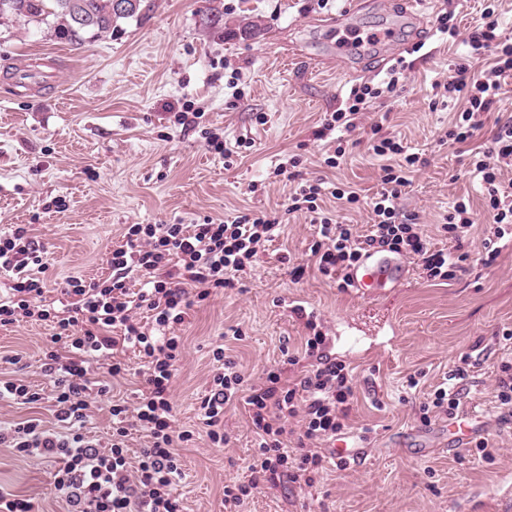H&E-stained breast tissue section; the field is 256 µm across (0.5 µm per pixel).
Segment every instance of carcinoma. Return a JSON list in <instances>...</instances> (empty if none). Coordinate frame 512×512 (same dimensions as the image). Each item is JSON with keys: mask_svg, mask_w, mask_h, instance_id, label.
<instances>
[{"mask_svg": "<svg viewBox=\"0 0 512 512\" xmlns=\"http://www.w3.org/2000/svg\"><path fill=\"white\" fill-rule=\"evenodd\" d=\"M138 10L137 4L120 10L116 0H0V24H45L56 39L80 44L114 33L120 20Z\"/></svg>", "mask_w": 512, "mask_h": 512, "instance_id": "1", "label": "carcinoma"}]
</instances>
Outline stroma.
<instances>
[{
    "label": "stroma",
    "instance_id": "obj_1",
    "mask_svg": "<svg viewBox=\"0 0 512 512\" xmlns=\"http://www.w3.org/2000/svg\"><path fill=\"white\" fill-rule=\"evenodd\" d=\"M397 2L368 0L355 14L353 33L363 38L390 26L399 18ZM486 2L424 0L400 46L379 42L342 59L335 32L322 22L349 0H141L118 34L80 44L57 40L43 25H2L0 233L38 225L53 289L71 277L106 275L107 255L125 225L219 222L245 209H283L291 185L274 169L290 154L300 155L308 176L325 174L373 195L381 161L367 144L347 146L340 167L327 170L326 143L315 133L352 85L384 77L402 58L409 77L381 107L388 115L383 130L401 135L427 164L413 173L400 207L419 216L435 248H448L439 226L453 203L469 199L478 212L482 200L462 156L441 141L451 114L433 108L431 83L466 54ZM446 11L456 13L459 26L450 43L431 32L435 16ZM18 63L36 67L31 86H16L8 74ZM235 74L239 100L228 86ZM187 102L203 112L205 125L223 130L227 143L252 139L242 159L225 166L197 133L173 124L172 113ZM259 114L264 124H257ZM314 234L309 218L291 216L242 287L194 308L177 329L186 357L175 380L176 417L180 429L196 433L179 450L183 512H225L224 486L247 478L255 446L240 405L224 413L232 436L224 447H213L198 430L213 347L223 345L246 379L256 380L307 334L288 310L293 297L319 314L331 354L353 369L354 405L342 437L367 454L356 465L328 466L310 487L264 484L240 512H501L512 486V421L502 418L494 379L500 361L512 358V340L500 341L462 384L460 411L483 417L493 458L472 447L420 448L415 435L425 427L420 402L448 379L472 342L512 330V244L492 269L457 280L430 282L410 269L388 294L391 324L381 329L362 316L378 298L338 291L315 271L291 281L286 259L304 257ZM356 329L367 333L368 356H354L337 341ZM52 334L48 322L31 319L0 327V379L23 378L51 391L42 363ZM13 355L18 364H9ZM420 370L427 376L408 394L406 381ZM58 466L0 446V486L29 498L34 512H68L53 488Z\"/></svg>",
    "mask_w": 512,
    "mask_h": 512
}]
</instances>
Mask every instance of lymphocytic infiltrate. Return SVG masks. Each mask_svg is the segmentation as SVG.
Listing matches in <instances>:
<instances>
[{"mask_svg":"<svg viewBox=\"0 0 512 512\" xmlns=\"http://www.w3.org/2000/svg\"><path fill=\"white\" fill-rule=\"evenodd\" d=\"M467 44L466 57L432 85L442 105L463 104L448 128L454 145L469 143L483 128L485 114L500 100L503 79L512 76V37L502 33L494 5L485 6ZM405 79L403 68L391 67L377 82L352 86L336 109L325 113L322 129L336 135L326 151V167L340 165L346 152L343 135L359 129L362 114L394 97ZM381 130L379 123H371L369 147L387 163L382 167L381 188L367 203L371 223L362 235L320 205L326 195L354 205L359 194L328 186L320 178L300 179L294 156L275 169L296 183L284 213L248 211L218 223L126 225L121 243L106 260L109 275L98 280L71 278L57 300L45 296L48 264L32 225L18 224L0 235V272L11 275L7 292L0 295V326L23 318L51 323L54 348L46 354L42 370L54 380L58 423L50 429L40 419L28 418L0 426V445L24 457L60 460L54 489L71 512H181L177 490L184 471L176 446L191 441L194 434L176 426L172 397L184 343L172 330L185 322L196 304L237 286L259 253L279 236L285 214H308L318 226L310 263L289 269L296 282L313 265L339 291H348L349 271L368 249L410 257L429 281L468 273L469 255L457 253L456 248L474 224L469 204L457 202L442 226L452 249H432L416 216L401 214L397 205L411 185V173L423 160ZM511 164L509 118L497 121L490 140L469 155L489 214L484 251L477 259L485 268L495 265L500 255L497 240L512 235V180L502 178L503 168ZM295 314L308 331L303 354L288 355L284 364L264 369L257 383L246 384L235 362L225 358L223 346L212 350L214 375L198 407L206 436L217 447L230 441L224 410L238 402L258 437L248 481L224 486L227 512H235L265 482L311 485L327 461L323 442L335 439L347 426L354 403L351 370L324 353L326 338L317 313L299 308ZM129 352L135 364H128ZM303 358L310 360L309 369L289 375V367ZM94 362L102 363L110 376L134 371L142 378L132 404L112 405V433L104 441L85 432L93 401L108 392L88 378ZM140 430L150 441L133 463L128 438Z\"/></svg>","mask_w":512,"mask_h":512,"instance_id":"obj_1","label":"lymphocytic infiltrate"}]
</instances>
